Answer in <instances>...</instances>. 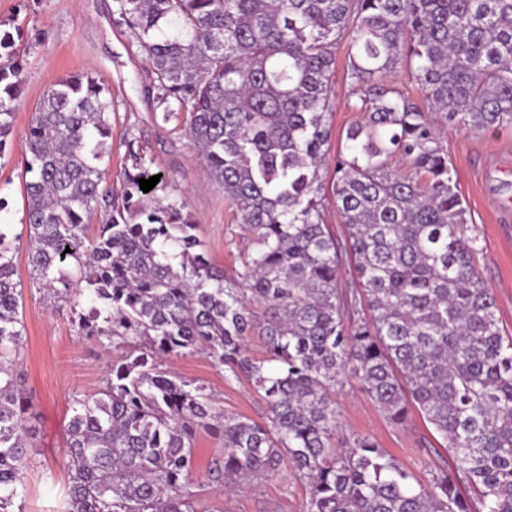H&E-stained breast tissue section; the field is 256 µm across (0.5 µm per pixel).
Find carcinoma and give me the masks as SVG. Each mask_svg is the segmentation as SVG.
Here are the masks:
<instances>
[{"mask_svg":"<svg viewBox=\"0 0 512 512\" xmlns=\"http://www.w3.org/2000/svg\"><path fill=\"white\" fill-rule=\"evenodd\" d=\"M149 61L161 120L184 122L249 245L234 277L210 260L186 204L145 193L137 162L104 185L108 89L77 74L47 91L26 131L30 278L82 334L128 350L104 387L71 404L59 512H197V434L224 451L206 469L227 487L288 462L303 512H512V336L479 272L477 234L435 123L512 125V0H114ZM347 46L364 119L334 157L331 195L347 229L324 224L321 166ZM413 69L418 104L390 81ZM23 65L0 34V153ZM404 159L408 172L389 160ZM100 213L94 236L88 223ZM70 252H65V249ZM353 269L369 318L337 288ZM0 227V512H15L34 434L16 385L23 293ZM91 302L83 308L80 299ZM257 336L266 356H250ZM205 352L227 380L263 392L265 421L224 413L195 380L163 368ZM395 425L415 408L455 458L429 483L369 438L331 441L349 365Z\"/></svg>","mask_w":512,"mask_h":512,"instance_id":"cac0c4a2","label":"carcinoma"}]
</instances>
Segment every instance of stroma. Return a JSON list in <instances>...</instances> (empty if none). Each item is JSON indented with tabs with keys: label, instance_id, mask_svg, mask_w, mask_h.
<instances>
[{
	"label": "stroma",
	"instance_id": "1",
	"mask_svg": "<svg viewBox=\"0 0 512 512\" xmlns=\"http://www.w3.org/2000/svg\"><path fill=\"white\" fill-rule=\"evenodd\" d=\"M113 5V0H0V23L6 30L21 31L16 45L23 64L13 131L0 152V200L5 203L0 224L12 235L24 231L25 132L35 108L55 81L88 74L104 83L112 97L108 186L119 190L126 170L138 159L165 175L166 195L186 202L211 261L233 273L248 246L238 215L183 128L155 119L156 96L146 90L147 62L130 44ZM347 62L346 48H339L336 108L330 117L333 153L343 149L347 128L362 119L349 107ZM441 138L469 209L470 226L481 239L479 270L494 291L499 325L512 333V126L480 134L445 128ZM16 264L24 323L16 374L33 405L35 430L21 506L23 512H55L65 481L70 400L103 388L111 356L122 347L107 348L97 338L80 334L68 305L48 309L31 282L24 253H17ZM164 366L202 384L217 408L264 421L261 392L247 378L225 380L223 370L206 355L172 356ZM336 404L339 425L332 446L337 452H344L354 438L366 437L395 454L420 482L430 479L438 462L434 450L442 440L420 414L411 413L405 425H393L351 375L337 391ZM307 493L305 480L285 464L229 492L205 481L197 489L200 512H302Z\"/></svg>",
	"mask_w": 512,
	"mask_h": 512
}]
</instances>
